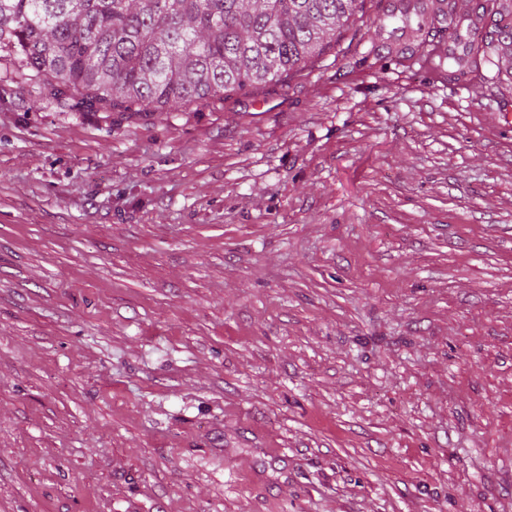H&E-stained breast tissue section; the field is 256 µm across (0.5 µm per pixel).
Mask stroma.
<instances>
[{"label": "stroma", "instance_id": "35a3bbf8", "mask_svg": "<svg viewBox=\"0 0 512 512\" xmlns=\"http://www.w3.org/2000/svg\"><path fill=\"white\" fill-rule=\"evenodd\" d=\"M456 2L170 112L0 61V512H512V89L440 64Z\"/></svg>", "mask_w": 512, "mask_h": 512}]
</instances>
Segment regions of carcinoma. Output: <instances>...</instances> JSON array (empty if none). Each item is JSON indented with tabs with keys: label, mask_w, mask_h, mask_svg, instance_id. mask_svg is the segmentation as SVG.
I'll use <instances>...</instances> for the list:
<instances>
[{
	"label": "carcinoma",
	"mask_w": 512,
	"mask_h": 512,
	"mask_svg": "<svg viewBox=\"0 0 512 512\" xmlns=\"http://www.w3.org/2000/svg\"><path fill=\"white\" fill-rule=\"evenodd\" d=\"M483 45L512 80V0ZM363 0H0V54L79 112H168L301 70Z\"/></svg>",
	"instance_id": "carcinoma-1"
}]
</instances>
